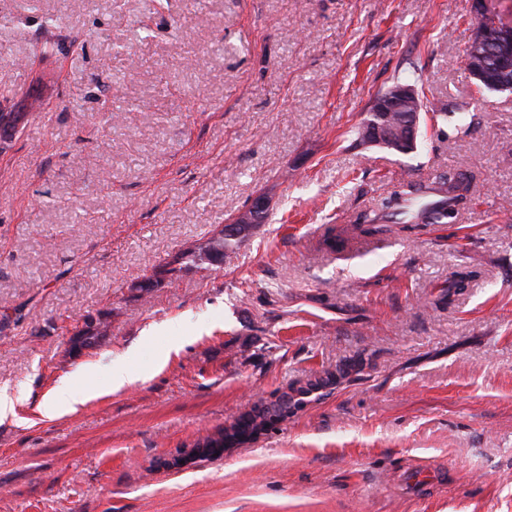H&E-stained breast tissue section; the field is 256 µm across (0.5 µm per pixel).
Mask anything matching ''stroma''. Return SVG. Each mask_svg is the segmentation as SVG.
Segmentation results:
<instances>
[{
	"label": "stroma",
	"instance_id": "1",
	"mask_svg": "<svg viewBox=\"0 0 512 512\" xmlns=\"http://www.w3.org/2000/svg\"><path fill=\"white\" fill-rule=\"evenodd\" d=\"M472 2L0 0V113L26 115L0 139V512H512V94L465 70ZM397 82L446 114L413 152L359 145ZM448 167L475 177L456 223L324 244ZM260 195L230 260L155 279ZM65 382L91 398L45 415ZM292 405H295L292 404V396H288V393L284 392L276 401L269 404H258L249 413L241 415L230 424L225 425L224 428L219 429L217 432L221 435V440L213 439L214 433L197 441L195 445L199 448L201 445L203 448H226L224 446V431L227 428H237L241 434L248 430H251V432L262 431L271 419L279 421L288 416V411L292 408ZM216 444L219 446L215 447Z\"/></svg>",
	"mask_w": 512,
	"mask_h": 512
}]
</instances>
